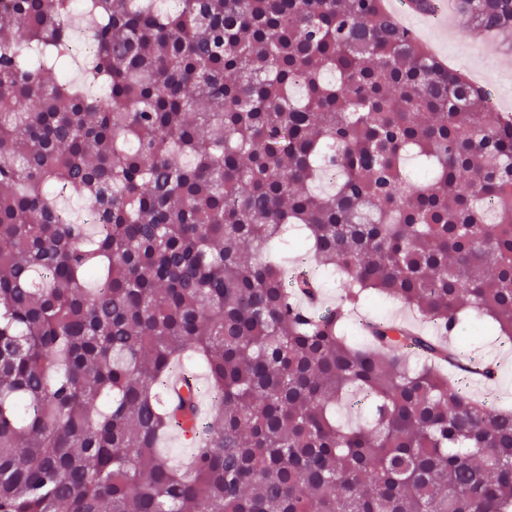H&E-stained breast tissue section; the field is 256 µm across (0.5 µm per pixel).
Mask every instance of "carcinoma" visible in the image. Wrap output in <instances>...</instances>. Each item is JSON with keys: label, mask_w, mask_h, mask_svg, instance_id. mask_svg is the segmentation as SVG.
<instances>
[{"label": "carcinoma", "mask_w": 512, "mask_h": 512, "mask_svg": "<svg viewBox=\"0 0 512 512\" xmlns=\"http://www.w3.org/2000/svg\"><path fill=\"white\" fill-rule=\"evenodd\" d=\"M153 2L82 0L96 51L49 85L74 0H0V512H512V409L461 352L345 332L372 292L512 341V116L384 0ZM455 7L512 34V0ZM291 226L342 304L299 307L314 280L267 253ZM186 355L211 417L178 466L159 389Z\"/></svg>", "instance_id": "obj_1"}]
</instances>
